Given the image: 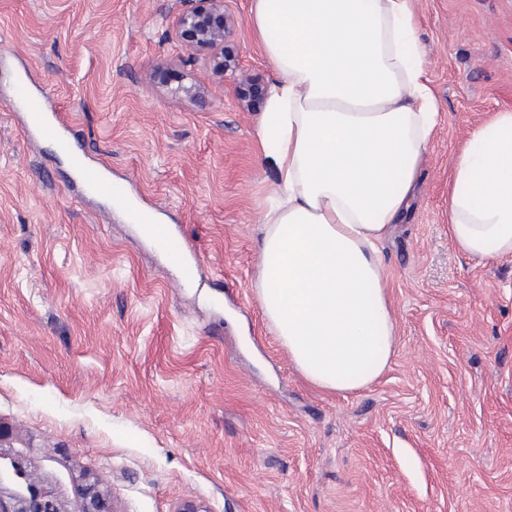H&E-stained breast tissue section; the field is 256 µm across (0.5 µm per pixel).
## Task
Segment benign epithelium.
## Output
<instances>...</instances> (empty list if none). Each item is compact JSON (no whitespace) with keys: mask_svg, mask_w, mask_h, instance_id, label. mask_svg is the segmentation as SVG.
<instances>
[{"mask_svg":"<svg viewBox=\"0 0 512 512\" xmlns=\"http://www.w3.org/2000/svg\"><path fill=\"white\" fill-rule=\"evenodd\" d=\"M183 4L185 8L176 17L175 38L188 57H204L213 72L224 78L231 67L224 58V40L230 33L224 0H183ZM12 467L16 476L25 480L27 493L10 496L8 503L0 497V512H63L51 487L30 479L18 463H12Z\"/></svg>","mask_w":512,"mask_h":512,"instance_id":"1","label":"benign epithelium"}]
</instances>
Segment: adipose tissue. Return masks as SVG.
Returning a JSON list of instances; mask_svg holds the SVG:
<instances>
[{
  "mask_svg": "<svg viewBox=\"0 0 512 512\" xmlns=\"http://www.w3.org/2000/svg\"><path fill=\"white\" fill-rule=\"evenodd\" d=\"M249 22L276 74L256 132L278 178L258 302L306 381L355 391L395 350L379 245L436 129L422 32L412 0H253ZM451 180L454 245L480 262L512 256V113L479 132Z\"/></svg>",
  "mask_w": 512,
  "mask_h": 512,
  "instance_id": "adipose-tissue-1",
  "label": "adipose tissue"
}]
</instances>
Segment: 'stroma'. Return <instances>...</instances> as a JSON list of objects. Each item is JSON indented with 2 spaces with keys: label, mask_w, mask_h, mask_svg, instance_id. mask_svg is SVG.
<instances>
[{
  "label": "stroma",
  "mask_w": 512,
  "mask_h": 512,
  "mask_svg": "<svg viewBox=\"0 0 512 512\" xmlns=\"http://www.w3.org/2000/svg\"><path fill=\"white\" fill-rule=\"evenodd\" d=\"M250 6L225 2L219 79L175 39L179 0H0V448L64 512L101 474L107 512H512V257L448 236L454 161L512 113V0H414L437 126L380 245L395 354L342 394L297 372L256 298L275 74ZM22 89L186 233L193 287L28 132Z\"/></svg>",
  "instance_id": "1"
}]
</instances>
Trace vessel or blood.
Returning <instances> with one entry per match:
<instances>
[{"label":"vessel or blood","instance_id":"obj_1","mask_svg":"<svg viewBox=\"0 0 512 512\" xmlns=\"http://www.w3.org/2000/svg\"><path fill=\"white\" fill-rule=\"evenodd\" d=\"M19 105L27 114L30 130L51 139L60 154L65 156L71 167L77 171L86 186L94 193L114 199L120 204H128L129 199L125 185L117 184L102 177L100 171L93 167L86 158L85 152L75 150L68 124L59 115L47 114L44 103L38 96L21 93ZM162 247L173 263L178 274V283L182 286H193L198 278V266L191 254L187 240L173 232H165Z\"/></svg>","mask_w":512,"mask_h":512}]
</instances>
